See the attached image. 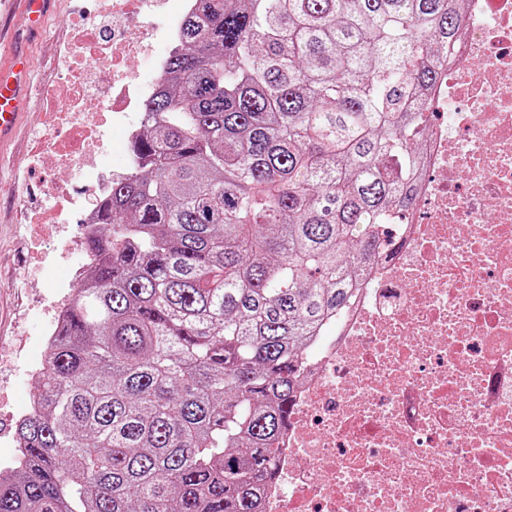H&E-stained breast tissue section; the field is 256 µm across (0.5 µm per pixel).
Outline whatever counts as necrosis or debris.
Here are the masks:
<instances>
[{
	"mask_svg": "<svg viewBox=\"0 0 512 512\" xmlns=\"http://www.w3.org/2000/svg\"><path fill=\"white\" fill-rule=\"evenodd\" d=\"M143 3L80 18L74 60L47 91L55 108L34 126L44 195L86 226L111 179L86 168L75 194L57 171L99 144L103 118L135 140L197 6L180 0L159 27ZM463 28L425 101L435 119L398 241L305 355L264 512H512V0H468ZM91 98L104 117L77 112Z\"/></svg>",
	"mask_w": 512,
	"mask_h": 512,
	"instance_id": "4bbe7bcc",
	"label": "necrosis or debris"
}]
</instances>
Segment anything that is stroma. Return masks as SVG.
I'll list each match as a JSON object with an SVG mask.
<instances>
[{"mask_svg": "<svg viewBox=\"0 0 512 512\" xmlns=\"http://www.w3.org/2000/svg\"><path fill=\"white\" fill-rule=\"evenodd\" d=\"M109 6V0H52L36 32L21 12L0 14V36L25 52L35 88L16 136L0 145V467L15 453V422L28 410L46 351L44 327L64 302L63 282L80 261L51 225L31 221L51 206L38 190L40 172L29 165L32 125L47 105L46 88L61 78L63 48L75 36L73 17Z\"/></svg>", "mask_w": 512, "mask_h": 512, "instance_id": "obj_1", "label": "stroma"}]
</instances>
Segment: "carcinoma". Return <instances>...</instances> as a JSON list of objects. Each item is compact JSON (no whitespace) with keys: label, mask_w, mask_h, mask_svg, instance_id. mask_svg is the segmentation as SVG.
<instances>
[{"label":"carcinoma","mask_w":512,"mask_h":512,"mask_svg":"<svg viewBox=\"0 0 512 512\" xmlns=\"http://www.w3.org/2000/svg\"><path fill=\"white\" fill-rule=\"evenodd\" d=\"M86 236L0 512H261L316 329L410 204L462 0H198Z\"/></svg>","instance_id":"1"}]
</instances>
